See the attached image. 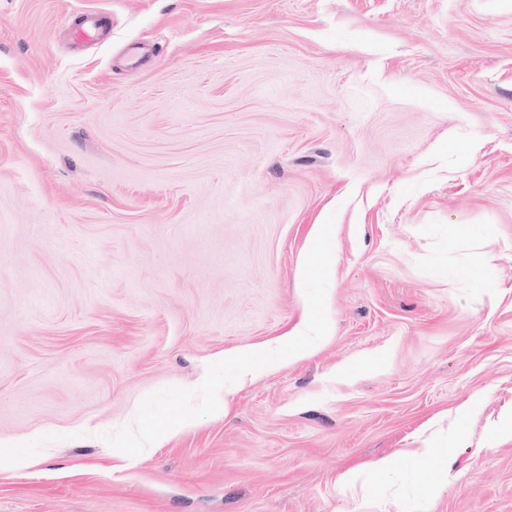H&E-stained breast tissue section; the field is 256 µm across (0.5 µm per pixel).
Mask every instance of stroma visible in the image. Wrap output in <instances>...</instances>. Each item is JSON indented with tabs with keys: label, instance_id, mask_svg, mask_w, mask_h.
Instances as JSON below:
<instances>
[{
	"label": "stroma",
	"instance_id": "1",
	"mask_svg": "<svg viewBox=\"0 0 512 512\" xmlns=\"http://www.w3.org/2000/svg\"><path fill=\"white\" fill-rule=\"evenodd\" d=\"M509 409L512 0H0V512H512ZM105 20L96 12L87 13L79 26L73 31V45L83 47L87 42L97 38Z\"/></svg>",
	"mask_w": 512,
	"mask_h": 512
}]
</instances>
